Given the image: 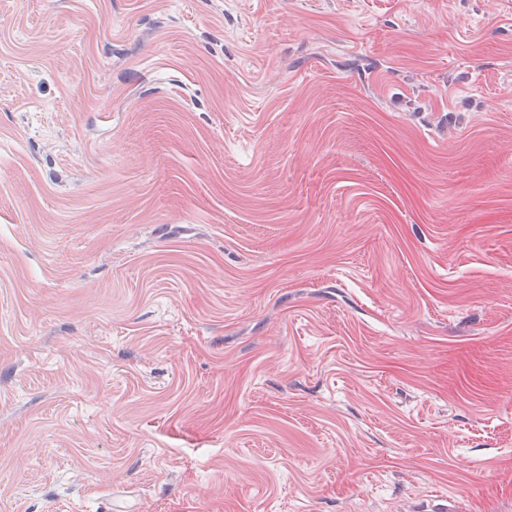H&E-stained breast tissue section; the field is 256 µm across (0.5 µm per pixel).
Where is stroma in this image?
Wrapping results in <instances>:
<instances>
[{"instance_id": "35a3bbf8", "label": "stroma", "mask_w": 512, "mask_h": 512, "mask_svg": "<svg viewBox=\"0 0 512 512\" xmlns=\"http://www.w3.org/2000/svg\"><path fill=\"white\" fill-rule=\"evenodd\" d=\"M512 512V0H0V512Z\"/></svg>"}]
</instances>
